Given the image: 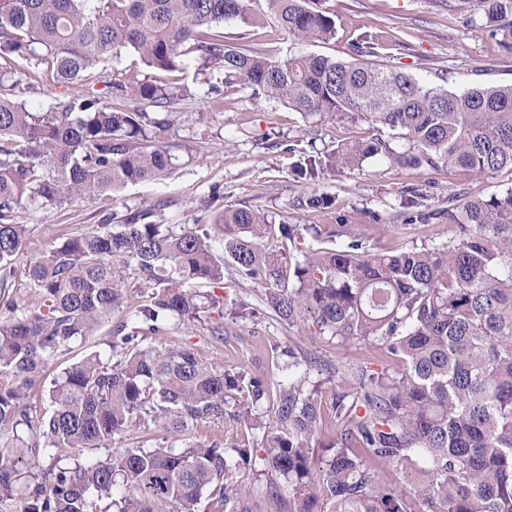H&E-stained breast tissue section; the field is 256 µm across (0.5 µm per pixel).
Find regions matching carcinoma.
I'll list each match as a JSON object with an SVG mask.
<instances>
[{
	"instance_id": "carcinoma-1",
	"label": "carcinoma",
	"mask_w": 512,
	"mask_h": 512,
	"mask_svg": "<svg viewBox=\"0 0 512 512\" xmlns=\"http://www.w3.org/2000/svg\"><path fill=\"white\" fill-rule=\"evenodd\" d=\"M267 2L297 41L338 34L319 0ZM470 4L512 50V0L455 8ZM229 20L242 29L235 42ZM259 23L250 0H0V512H192L204 495L210 512H512V191L453 199L455 240L399 252L371 251L347 224H277L236 208L175 232L141 209L45 251L28 268L38 309L18 314L19 211L108 196L173 165L161 136L184 86L114 73L106 96L94 90L124 51L166 74L219 67L224 85L306 120L371 124L330 152L310 146L292 168L298 182L375 157L476 176L512 169V85H426L384 61L388 40L372 30L351 40L350 60L276 57L249 40ZM40 85L81 90L47 108L17 101ZM307 235L321 247L296 260L283 242ZM226 279L264 284L267 310L288 325L310 314L325 342L375 346L398 368L335 366L328 387L305 390L311 358L290 347L275 421H261L270 381L190 347L145 344L200 319ZM141 290L148 299L128 305ZM116 314L114 362L96 354L64 369L52 412H40L33 399L55 355ZM229 400L240 427L265 430L259 469L246 440L189 435ZM325 415L339 429L318 455ZM89 448L110 452L82 457ZM387 466L416 479L392 487L378 473ZM249 468L250 484L239 477Z\"/></svg>"
}]
</instances>
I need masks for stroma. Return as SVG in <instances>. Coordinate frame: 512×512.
<instances>
[{
  "mask_svg": "<svg viewBox=\"0 0 512 512\" xmlns=\"http://www.w3.org/2000/svg\"><path fill=\"white\" fill-rule=\"evenodd\" d=\"M320 6L335 14L339 29L336 40L317 45L321 54L349 58V35L371 29L385 32L393 42V64L423 81H435L442 71L452 92L480 83L512 84V51L501 47L499 36L491 34L481 13L473 9L453 10L446 0H321ZM251 7L264 16L263 24L252 30L254 39L278 56L303 51V44L288 38L269 17L265 0H253ZM180 78L192 97L181 102L162 134L177 157L168 174L127 186L112 197L78 199L59 208L19 214V221L29 227L24 259L18 262L14 276L22 308L37 306L25 275L27 261L69 234L105 222L121 223L124 214L134 209L155 208L158 222L178 228L212 223L216 213L226 208H258L275 221L289 224L342 220L371 249L402 251L416 245L439 248L454 238L455 226L442 214L449 196L486 199L512 189L510 169L469 177L450 169L404 170L380 159L325 173L312 184L295 181L290 168L308 142L331 149L367 136L369 123L347 119L306 122L280 103L252 100L249 91L225 92L222 71L198 61L191 62ZM411 187L421 195L424 219H408L400 205ZM313 194L333 197L334 206L319 211L306 207V198ZM222 294L221 307L202 314L179 332L153 337L152 346L187 345L217 367L243 366L266 375L275 370L273 349L284 351L296 344L316 359L306 379L310 386L325 383L331 364H361L376 371L388 365L379 351L364 343L336 347L318 338L312 322L291 327L258 310L262 294L258 285H230ZM240 302L254 304L255 313L239 319L234 335L216 344L211 327L223 322L225 310ZM110 332V327H102L95 336L58 353L45 373L37 406L51 411L48 391L63 369L94 352L110 356Z\"/></svg>",
  "mask_w": 512,
  "mask_h": 512,
  "instance_id": "35a3bbf8",
  "label": "stroma"
}]
</instances>
